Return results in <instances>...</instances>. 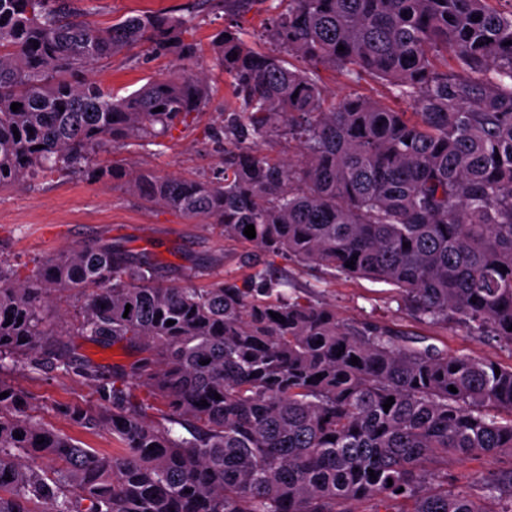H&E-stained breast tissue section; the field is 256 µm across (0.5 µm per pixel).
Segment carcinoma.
Returning a JSON list of instances; mask_svg holds the SVG:
<instances>
[{
    "instance_id": "cac0c4a2",
    "label": "carcinoma",
    "mask_w": 512,
    "mask_h": 512,
    "mask_svg": "<svg viewBox=\"0 0 512 512\" xmlns=\"http://www.w3.org/2000/svg\"><path fill=\"white\" fill-rule=\"evenodd\" d=\"M221 2L229 22L211 51L231 95L209 134L220 167L128 184L262 258L203 287L162 285L150 262L105 244L46 256L25 276L0 259V371L80 377L98 403L64 415L120 443L83 447L0 378V512H357L369 501L371 512H400V501L512 512V470L481 475L477 498L448 491L447 472L450 457L512 455V367L497 375L489 360L345 321L287 294L270 270L281 258L384 282L420 321L512 345V11L491 0ZM95 10L0 0V188L55 174L121 181L100 153L160 145L208 107L193 17L143 12L101 28ZM251 11L273 49L245 39L236 18ZM135 47L177 68L117 98L91 73ZM326 71L384 82L405 107L360 94L327 107ZM281 140L298 144V162L268 155ZM60 292L79 302L78 335L136 343L143 357L109 378L76 356L44 317Z\"/></svg>"
}]
</instances>
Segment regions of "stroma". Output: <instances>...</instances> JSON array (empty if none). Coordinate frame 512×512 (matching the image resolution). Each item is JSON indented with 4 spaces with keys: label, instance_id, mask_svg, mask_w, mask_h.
<instances>
[{
    "label": "stroma",
    "instance_id": "35a3bbf8",
    "mask_svg": "<svg viewBox=\"0 0 512 512\" xmlns=\"http://www.w3.org/2000/svg\"><path fill=\"white\" fill-rule=\"evenodd\" d=\"M191 0H99L94 22L106 27L116 19L142 11L182 15ZM140 49L113 57L96 72L98 80L113 93L125 96L148 80L168 75L172 61L159 57L149 61ZM211 101L206 111L189 127H177L163 145L100 154L103 162L124 161L132 170L195 176L211 174L218 163L207 134L222 124L229 86L217 69H209ZM86 241H103L136 257H147L161 280L178 284L194 280L207 285L224 274L243 275L242 260L253 254L251 245L225 240L219 229L198 224L163 207H145L124 184L89 182L80 177H53L0 190V257L29 272L37 260ZM275 276L291 280L303 295L331 305L349 322L376 321L399 330L405 339L421 341L451 355H470L501 366H512V346L474 330L454 324L432 327L399 309L389 285L368 279L331 276L276 259ZM65 342L77 353L102 365L105 373L129 368L136 360L134 348L94 344L77 335ZM6 380L30 398L34 415L87 445L110 452L118 443L111 434H92L74 427L63 415L64 406L93 403L97 396L75 375L53 373L35 377L26 371L6 373ZM512 469V455L490 461L449 462V490L464 489L480 496L476 481L488 471Z\"/></svg>",
    "mask_w": 512,
    "mask_h": 512
}]
</instances>
